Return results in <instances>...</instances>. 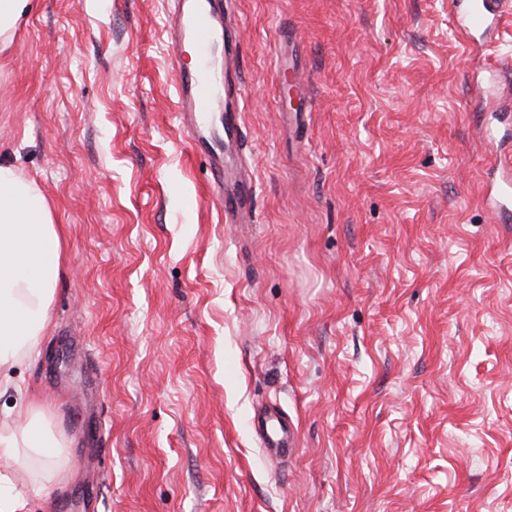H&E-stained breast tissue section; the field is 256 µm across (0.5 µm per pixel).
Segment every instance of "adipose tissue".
Segmentation results:
<instances>
[{
  "instance_id": "adipose-tissue-1",
  "label": "adipose tissue",
  "mask_w": 512,
  "mask_h": 512,
  "mask_svg": "<svg viewBox=\"0 0 512 512\" xmlns=\"http://www.w3.org/2000/svg\"><path fill=\"white\" fill-rule=\"evenodd\" d=\"M61 254L60 228L42 189L0 164V389L11 386L5 369L35 352L49 319ZM12 416L0 420V460L19 461L22 451L53 452L41 403L19 394Z\"/></svg>"
}]
</instances>
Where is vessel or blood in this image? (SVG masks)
Instances as JSON below:
<instances>
[{"label": "vessel or blood", "instance_id": "vessel-or-blood-1", "mask_svg": "<svg viewBox=\"0 0 512 512\" xmlns=\"http://www.w3.org/2000/svg\"><path fill=\"white\" fill-rule=\"evenodd\" d=\"M172 20L167 31L168 50L180 59L187 46H195L200 63L192 70L179 69L178 110L191 136H198L211 115L224 116L227 134H237L242 102V82L237 73L240 48L239 28L220 0H173ZM485 0H473L467 12L458 14L460 30L490 26ZM212 186L217 191L226 219L239 220L248 214L251 190L246 171H239L233 189H226L224 162L210 158Z\"/></svg>", "mask_w": 512, "mask_h": 512}]
</instances>
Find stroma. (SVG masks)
Wrapping results in <instances>:
<instances>
[{
	"instance_id": "stroma-1",
	"label": "stroma",
	"mask_w": 512,
	"mask_h": 512,
	"mask_svg": "<svg viewBox=\"0 0 512 512\" xmlns=\"http://www.w3.org/2000/svg\"><path fill=\"white\" fill-rule=\"evenodd\" d=\"M169 8L36 0L0 52V162L64 232L10 371L62 452L0 473L34 512H512V217L484 203L512 13L469 38L451 0H231L255 195L230 224Z\"/></svg>"
}]
</instances>
